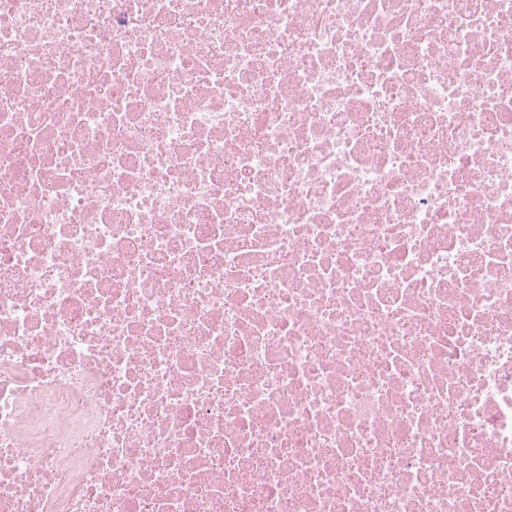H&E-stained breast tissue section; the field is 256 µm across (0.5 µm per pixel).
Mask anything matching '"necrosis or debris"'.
Wrapping results in <instances>:
<instances>
[{
    "instance_id": "obj_1",
    "label": "necrosis or debris",
    "mask_w": 512,
    "mask_h": 512,
    "mask_svg": "<svg viewBox=\"0 0 512 512\" xmlns=\"http://www.w3.org/2000/svg\"><path fill=\"white\" fill-rule=\"evenodd\" d=\"M0 512H512V0H0Z\"/></svg>"
}]
</instances>
